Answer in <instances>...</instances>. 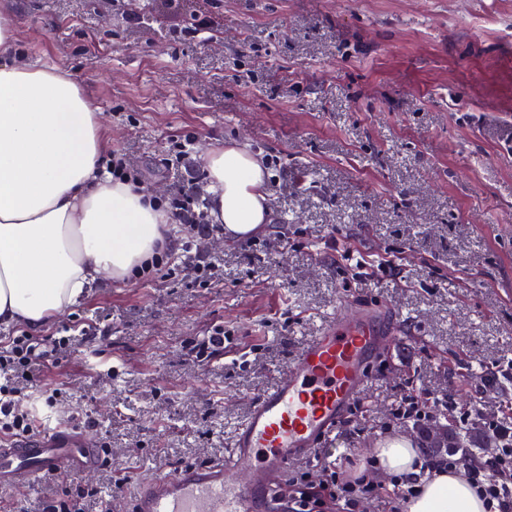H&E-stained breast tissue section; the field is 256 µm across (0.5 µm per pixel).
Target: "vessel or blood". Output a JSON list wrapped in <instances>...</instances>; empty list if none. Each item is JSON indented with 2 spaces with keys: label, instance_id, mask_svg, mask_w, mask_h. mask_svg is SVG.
<instances>
[{
  "label": "vessel or blood",
  "instance_id": "obj_1",
  "mask_svg": "<svg viewBox=\"0 0 512 512\" xmlns=\"http://www.w3.org/2000/svg\"><path fill=\"white\" fill-rule=\"evenodd\" d=\"M392 306H342L293 356L287 373L254 402L223 459L140 480L125 512H279L292 463L309 459L372 382L371 358L398 333ZM61 428L32 441L0 436V490L39 475L97 469L100 449Z\"/></svg>",
  "mask_w": 512,
  "mask_h": 512
}]
</instances>
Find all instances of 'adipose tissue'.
Segmentation results:
<instances>
[{"instance_id": "adipose-tissue-1", "label": "adipose tissue", "mask_w": 512, "mask_h": 512, "mask_svg": "<svg viewBox=\"0 0 512 512\" xmlns=\"http://www.w3.org/2000/svg\"><path fill=\"white\" fill-rule=\"evenodd\" d=\"M17 26L0 7V326L37 331L76 305L88 288L138 276L168 239L158 195L113 179L102 162L108 138L100 112L60 67L16 55ZM210 215L233 241L261 231L269 173L245 146L204 152ZM383 476L413 477L403 512H486L470 484L443 469L422 471L408 439L373 450Z\"/></svg>"}]
</instances>
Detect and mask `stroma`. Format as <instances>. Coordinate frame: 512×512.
Segmentation results:
<instances>
[{
	"instance_id": "1",
	"label": "stroma",
	"mask_w": 512,
	"mask_h": 512,
	"mask_svg": "<svg viewBox=\"0 0 512 512\" xmlns=\"http://www.w3.org/2000/svg\"><path fill=\"white\" fill-rule=\"evenodd\" d=\"M26 59L59 65L103 112L112 152L168 198L206 184L203 152L239 142L271 173L269 222L228 241L172 224L163 279L90 289L52 325L77 324L57 368L26 385L40 429L88 430L109 465L78 485L124 512L133 483L222 459L256 398L341 304H392L403 331L327 442L352 476L407 390L512 397L463 380L512 355V0H9ZM210 29L192 36L194 17ZM193 136L175 157L172 137ZM217 260L224 278L197 276ZM394 260L396 270L377 266ZM369 275L356 277V261ZM231 341L198 360L214 326ZM49 479L0 492L45 512Z\"/></svg>"
}]
</instances>
